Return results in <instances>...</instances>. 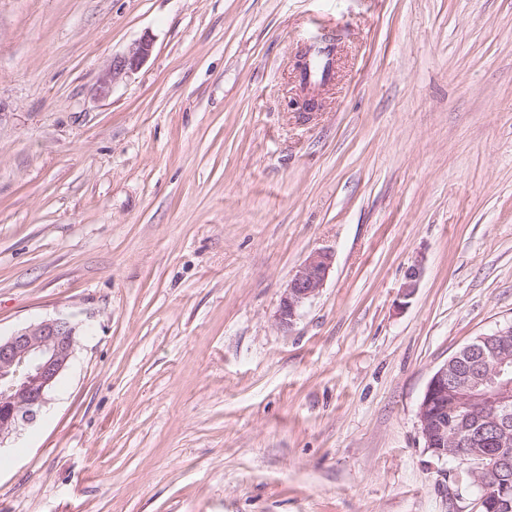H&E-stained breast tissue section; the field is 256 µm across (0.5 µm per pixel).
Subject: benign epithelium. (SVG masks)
<instances>
[{"instance_id":"7a95c632","label":"benign epithelium","mask_w":512,"mask_h":512,"mask_svg":"<svg viewBox=\"0 0 512 512\" xmlns=\"http://www.w3.org/2000/svg\"><path fill=\"white\" fill-rule=\"evenodd\" d=\"M153 43L142 39L129 50L112 58L100 77L98 92L110 94L118 80L143 65L152 53ZM334 254L318 249L296 269L280 303L278 321L291 326L299 310L316 297L332 268ZM421 277L419 264L411 265L405 275L403 296L413 295ZM75 332L70 321L44 319L0 338V446L24 424L35 421L60 376L67 370L75 352ZM478 341L487 346L481 362L462 377L448 376V365L436 369L419 404L418 419L427 447L439 458L452 454L457 459L474 458L473 470L481 482L506 493L512 490V324L499 327ZM460 403L474 413L486 405L499 407L488 417L495 428L493 462L485 464L486 455L472 454L475 425L466 415L448 427L444 414L448 401ZM455 449L448 451V442Z\"/></svg>"}]
</instances>
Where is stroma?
<instances>
[{
  "mask_svg": "<svg viewBox=\"0 0 512 512\" xmlns=\"http://www.w3.org/2000/svg\"><path fill=\"white\" fill-rule=\"evenodd\" d=\"M57 317L0 512H478L418 407L512 323V0H0V336ZM153 43L150 39H142L133 44L129 50L112 58V63L104 70L100 77L98 92L107 97L114 83L136 71L143 65L152 53ZM334 254L328 249H318L296 269L280 303L278 321L283 326H291L299 310L316 297L332 268Z\"/></svg>",
  "mask_w": 512,
  "mask_h": 512,
  "instance_id": "35a3bbf8",
  "label": "stroma"
}]
</instances>
